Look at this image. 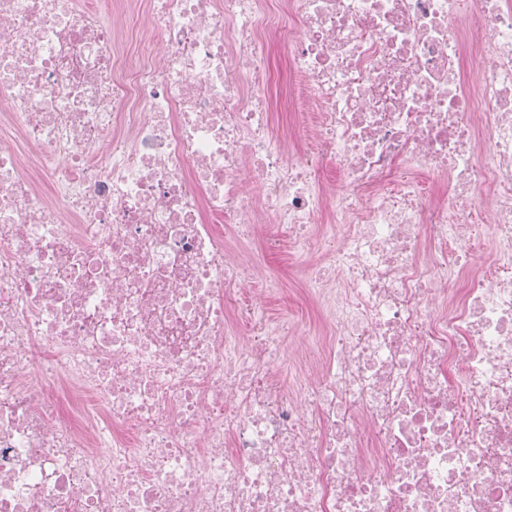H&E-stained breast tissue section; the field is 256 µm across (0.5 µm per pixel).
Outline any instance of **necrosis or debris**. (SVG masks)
<instances>
[{
  "mask_svg": "<svg viewBox=\"0 0 512 512\" xmlns=\"http://www.w3.org/2000/svg\"><path fill=\"white\" fill-rule=\"evenodd\" d=\"M0 512H512V0H0ZM243 258L261 260L282 279L279 292L271 296L268 301V308L273 316H277L285 310H295L302 319L312 321L319 319L320 306L316 301L298 304L300 302V285L305 276L304 266L298 264L297 257L288 249V246H284L281 251L271 255H262L250 247L243 253Z\"/></svg>",
  "mask_w": 512,
  "mask_h": 512,
  "instance_id": "1",
  "label": "necrosis or debris"
}]
</instances>
